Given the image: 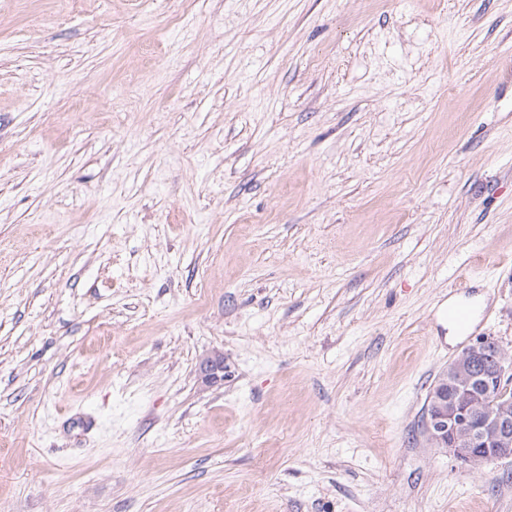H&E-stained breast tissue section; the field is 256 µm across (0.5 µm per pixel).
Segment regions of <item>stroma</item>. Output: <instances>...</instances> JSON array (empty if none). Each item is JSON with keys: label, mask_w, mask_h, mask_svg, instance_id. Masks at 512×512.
<instances>
[{"label": "stroma", "mask_w": 512, "mask_h": 512, "mask_svg": "<svg viewBox=\"0 0 512 512\" xmlns=\"http://www.w3.org/2000/svg\"><path fill=\"white\" fill-rule=\"evenodd\" d=\"M479 336L512 0H0V512H512L422 436Z\"/></svg>", "instance_id": "stroma-1"}]
</instances>
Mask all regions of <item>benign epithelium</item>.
Returning a JSON list of instances; mask_svg holds the SVG:
<instances>
[{"label": "benign epithelium", "instance_id": "obj_1", "mask_svg": "<svg viewBox=\"0 0 512 512\" xmlns=\"http://www.w3.org/2000/svg\"><path fill=\"white\" fill-rule=\"evenodd\" d=\"M492 338L485 336L464 347L432 383L422 434L431 447L457 462L484 466L512 461V398L504 384L512 381V345L497 344V367L477 375L472 365ZM203 381H224V357L200 363Z\"/></svg>", "mask_w": 512, "mask_h": 512}]
</instances>
